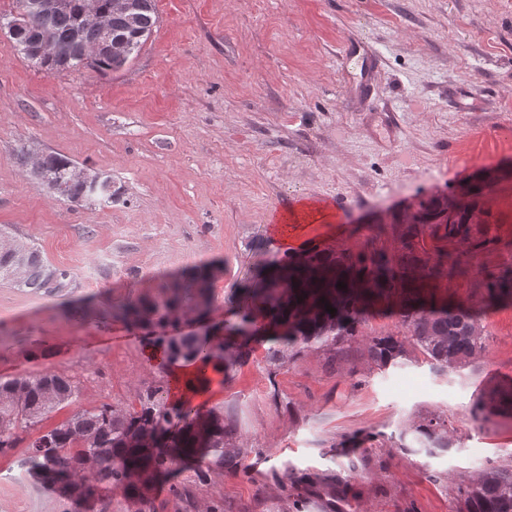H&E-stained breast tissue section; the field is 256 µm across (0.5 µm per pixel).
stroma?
Wrapping results in <instances>:
<instances>
[{
	"mask_svg": "<svg viewBox=\"0 0 512 512\" xmlns=\"http://www.w3.org/2000/svg\"><path fill=\"white\" fill-rule=\"evenodd\" d=\"M158 24L105 76L46 73L0 32V230L72 276L47 296L0 283V378L63 374L82 408L130 409L166 373L145 354L148 329L114 318L155 300L173 277L222 262L213 312L168 335L209 332L256 268L285 259L273 216L327 202L318 248L355 245L434 199L474 194L492 251L457 247L470 273L448 295L477 306L485 273L512 263V0H156ZM381 61L371 96L342 54L348 38ZM32 145L110 175L120 200L77 208L18 159ZM485 350L439 371L408 348L385 367L365 339L407 337L374 315L335 366L308 352L270 374L265 347L211 380L209 407L249 450L239 470L204 463L156 489V512H456L455 486L512 456V418L474 422L481 392L512 378V305L482 318ZM438 414L450 448L430 454L410 427ZM24 445L0 454V512H68L30 478Z\"/></svg>",
	"mask_w": 512,
	"mask_h": 512,
	"instance_id": "1",
	"label": "stroma"
}]
</instances>
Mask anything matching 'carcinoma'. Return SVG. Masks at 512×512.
<instances>
[{
  "instance_id": "1",
  "label": "carcinoma",
  "mask_w": 512,
  "mask_h": 512,
  "mask_svg": "<svg viewBox=\"0 0 512 512\" xmlns=\"http://www.w3.org/2000/svg\"><path fill=\"white\" fill-rule=\"evenodd\" d=\"M158 23L155 0H141L139 27L129 26L122 15H109L112 40H124L139 51ZM51 33L57 53L39 67L56 74L87 69L105 76L116 71L111 65L112 46L92 28L77 26L68 14L42 17L30 13L26 25L11 34L15 47L29 58L25 47ZM76 164L69 158L47 153L45 175L63 186L60 197L87 209L112 205V196L91 191L74 180ZM484 211L477 202H455L424 207L401 224L377 225L357 248H316L296 253L280 265L263 267L245 289V300L234 322L216 325L218 336L200 339L193 335L160 338L167 361L199 359L224 363V372L246 359L253 345L271 343L267 360L272 371L305 351H325L336 359L337 346L358 340L360 327L378 306L401 318L413 344L439 369H456L484 350L483 310L453 301L445 292L448 284L465 277L468 268L452 250L425 249L427 238L459 244L473 254L496 245L485 220H474ZM398 244V254H389L383 237ZM49 266L40 250L27 247L25 275L10 281L19 289L48 296L62 293L48 288ZM208 274L192 277L191 296L184 298V284L166 287L159 301H129L112 307V315L144 328L176 324L193 314L210 315ZM346 287L340 289L337 283ZM485 308L512 303V263L499 266L482 280ZM331 305L336 312L325 311ZM369 358L385 367L405 354L404 341L392 333L380 334L366 343ZM164 385H150L138 397V407L127 410L110 403L91 409L79 407L80 389L73 379L45 373L0 380V452L22 441L28 432L59 406H76L72 415L45 431H38L25 450L24 463L37 478L54 486L58 494L75 505V512H94L101 504L107 512L109 494L118 492L125 501L137 500L142 510L153 509L150 495L156 485L184 470H200L207 459L220 466L237 468L249 452L233 442L224 415L202 411L188 402L171 405ZM512 417V381L480 396L471 410L476 422L492 415ZM427 450L447 448L448 423L438 415L412 425ZM460 512H512V458L484 472L480 479L457 486Z\"/></svg>"
}]
</instances>
